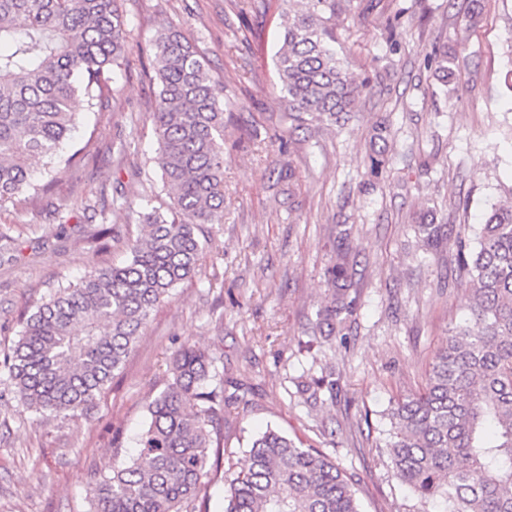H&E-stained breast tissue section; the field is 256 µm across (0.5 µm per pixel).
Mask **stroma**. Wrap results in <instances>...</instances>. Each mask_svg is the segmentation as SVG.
I'll return each instance as SVG.
<instances>
[{"label":"stroma","mask_w":512,"mask_h":512,"mask_svg":"<svg viewBox=\"0 0 512 512\" xmlns=\"http://www.w3.org/2000/svg\"><path fill=\"white\" fill-rule=\"evenodd\" d=\"M280 3L256 0L241 18L230 0H118L130 48L112 95L91 112L75 103L71 141L85 162L45 195L0 204L13 239L0 253L1 353L51 287L127 261L141 196L170 206L154 162L152 40L172 24L197 45L228 103L224 222L86 416L20 412L0 374V512H88L114 456L135 455L146 402L185 344L224 377L222 434L238 464L251 434L271 426L322 449L363 512H441L393 477L388 411L422 391L450 331L471 318L458 246L474 247L486 209L512 191V0H336V50L366 89L348 120L298 129L274 64ZM436 47L454 59L446 86L427 62ZM377 154L387 165L374 179ZM424 217L453 227L440 251L415 230ZM340 250L357 272L358 309L320 343L325 271ZM312 378L323 385L310 404L298 384Z\"/></svg>","instance_id":"obj_1"}]
</instances>
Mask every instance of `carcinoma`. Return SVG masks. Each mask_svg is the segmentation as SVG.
<instances>
[{"mask_svg": "<svg viewBox=\"0 0 512 512\" xmlns=\"http://www.w3.org/2000/svg\"><path fill=\"white\" fill-rule=\"evenodd\" d=\"M275 59L291 119L338 122L363 89L336 56L327 26L336 0H282ZM129 48L116 0H0V203L37 196L77 164L67 154L82 95L102 104ZM160 86L152 121L155 163L171 191L163 215L141 199L126 264L102 268L42 297L0 366L25 410L77 420L112 382L152 313L192 278L202 242L224 219V104L207 61L173 25L153 40ZM49 176L34 182L32 163ZM435 249L449 224H420ZM475 306L434 357L422 392L390 410L385 440L394 477L444 512H512V196L491 208L476 246L459 253ZM354 269H326L329 305L318 327L336 335L356 311ZM224 377L203 350L182 346L166 388L146 403L136 456L101 476L93 512H209L200 503L221 475ZM249 466L225 480L223 512H361L346 475L316 448L277 430L251 441ZM215 460H210V456Z\"/></svg>", "mask_w": 512, "mask_h": 512, "instance_id": "1", "label": "carcinoma"}]
</instances>
